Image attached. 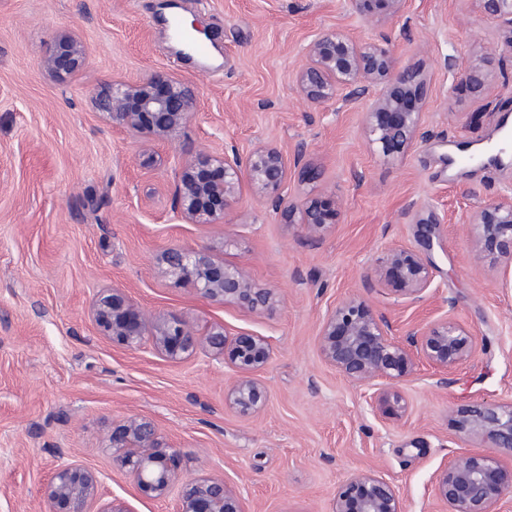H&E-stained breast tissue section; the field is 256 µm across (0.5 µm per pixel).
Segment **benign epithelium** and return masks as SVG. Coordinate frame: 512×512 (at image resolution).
I'll return each mask as SVG.
<instances>
[{
  "label": "benign epithelium",
  "instance_id": "1",
  "mask_svg": "<svg viewBox=\"0 0 512 512\" xmlns=\"http://www.w3.org/2000/svg\"><path fill=\"white\" fill-rule=\"evenodd\" d=\"M483 12L512 26V0H475ZM375 3L389 15L399 16L408 0H352L357 9ZM88 59L82 40L61 31L43 69L60 80L84 68ZM476 91L486 90L491 75L482 61L464 72ZM298 93L311 104L341 99L344 105L372 95L365 113L363 136L385 157L404 155L424 138L426 76L414 66L400 67L389 41L360 42L337 30L317 34L306 46L295 71ZM95 109L117 127L148 145L155 141L176 144L181 130L198 110L199 92L179 76L150 73L139 81H112L94 99ZM288 163L282 152L266 144L241 154L232 142L221 153H197L181 160L175 172L177 213L185 224H224L239 203L243 188L271 203L287 224H299L305 236L316 240L336 211L309 201L297 206L283 192ZM473 242L471 263L478 267L483 252L496 254L503 272L512 271V197L497 198L468 221ZM162 272L194 288L201 297L257 310L274 301L271 291L253 285L241 265L216 261L209 246L169 247L160 255ZM378 285L396 284V292L410 304L422 302L433 282L423 258L410 250L391 248L374 271ZM92 318L112 342L128 351H149L169 360H184L200 351L224 356L236 372L225 390V401L243 415L258 410L264 388L254 374L270 359L267 340L250 333L227 337L222 324L204 333L190 322L170 315L152 314L123 289L97 292ZM477 350L473 331L448 320L414 325L405 337H394L391 321L363 299H350L327 312L321 327L320 353L324 361L351 382L381 394L382 386L411 375L426 361L448 370L471 358ZM460 432L482 443L480 451L454 457L437 475L434 494L446 512H500L512 497V401L482 402L464 412ZM107 448L115 468L125 472L139 494L166 497L178 488V512H245L241 491L224 478L202 474L182 481L176 449L151 419L131 415L112 430ZM99 475L78 463L58 466L45 487L49 512H132L125 501H101ZM332 512H403L398 489L371 471L351 474L336 487Z\"/></svg>",
  "mask_w": 512,
  "mask_h": 512
}]
</instances>
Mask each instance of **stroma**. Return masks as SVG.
Instances as JSON below:
<instances>
[{"mask_svg":"<svg viewBox=\"0 0 512 512\" xmlns=\"http://www.w3.org/2000/svg\"><path fill=\"white\" fill-rule=\"evenodd\" d=\"M169 5L205 29L220 65L175 62ZM334 29L390 40L399 65L427 73V135L407 154L387 159L367 145L364 104L315 105L298 94L306 45ZM63 30L81 37L89 61L59 80L42 62ZM507 30L474 0H410L399 17L366 15L349 0H0V512H46L44 488L71 462L99 473L103 499L177 512L176 494L143 497L112 466L105 441L131 415L158 424L181 478L224 476L243 489L246 512H331L337 485L362 470L391 481L404 512H440L437 472L478 446L458 432V413L512 400V274L489 253L471 264L465 224L512 195V156L448 162L450 148L496 140L512 116ZM481 56L493 82L478 96L462 75ZM154 72L199 90L176 146H141L92 105L112 80ZM230 141L244 152L268 143L288 159L305 144L284 194L334 204L338 218L320 240L248 191L225 223H182L173 194L180 151L219 152ZM431 212L444 222L428 248L413 217ZM198 244L247 267L275 303L224 305L164 276V249ZM394 247L431 266L423 302L369 287ZM112 287L201 330L221 324L264 337V406L249 416L231 409L224 391L234 373L210 352L174 362L102 336L91 301ZM353 297L384 313L396 336L446 319L472 330L478 351L446 373L419 363L372 397L320 353L325 314Z\"/></svg>","mask_w":512,"mask_h":512,"instance_id":"obj_1","label":"stroma"}]
</instances>
